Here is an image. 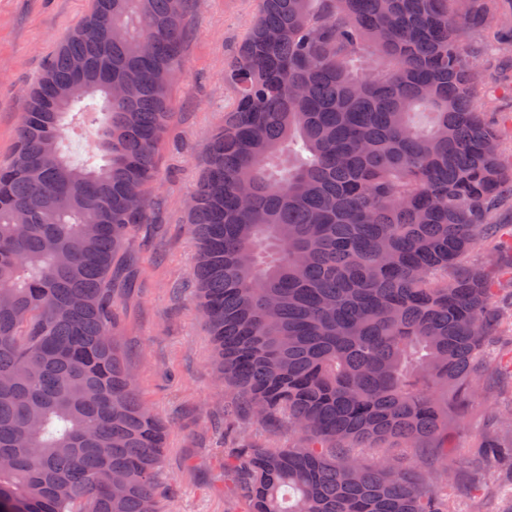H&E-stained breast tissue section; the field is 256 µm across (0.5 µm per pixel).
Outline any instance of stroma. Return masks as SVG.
Returning a JSON list of instances; mask_svg holds the SVG:
<instances>
[{"label": "stroma", "instance_id": "stroma-1", "mask_svg": "<svg viewBox=\"0 0 512 512\" xmlns=\"http://www.w3.org/2000/svg\"><path fill=\"white\" fill-rule=\"evenodd\" d=\"M91 0H0V162L13 150L25 98L60 39L78 25ZM257 10L256 0H195L185 45L186 74L174 86L175 124L160 156L162 182L154 194L157 221L140 225L132 243L130 286L118 303L125 360L137 376L142 399L170 426L159 464L162 512H245L234 493L224 458L242 447L296 444L286 428L238 415L224 428L231 401L213 363V344L190 283L196 242L187 201L196 188L212 129L235 93L224 82ZM512 0H492L464 42L479 67L473 106L501 130V152L512 163ZM504 282L496 305L502 322L492 344L494 374L482 385L467 426L452 437L465 449L452 512H512V467L487 458L476 439L495 430L490 406L512 397V254L491 268ZM483 485L470 492L471 474Z\"/></svg>", "mask_w": 512, "mask_h": 512}]
</instances>
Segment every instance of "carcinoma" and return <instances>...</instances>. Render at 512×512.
I'll list each match as a JSON object with an SVG mask.
<instances>
[{
	"label": "carcinoma",
	"mask_w": 512,
	"mask_h": 512,
	"mask_svg": "<svg viewBox=\"0 0 512 512\" xmlns=\"http://www.w3.org/2000/svg\"><path fill=\"white\" fill-rule=\"evenodd\" d=\"M478 0H258L188 209L215 361L291 448L230 464L246 512H447L500 325L467 255L512 196L458 36ZM194 0H92L0 164V512H160L168 426L118 341ZM57 84L68 97L51 100ZM95 122L75 163L67 129ZM476 442L512 461V407ZM424 448L406 467L385 452Z\"/></svg>",
	"instance_id": "obj_1"
}]
</instances>
